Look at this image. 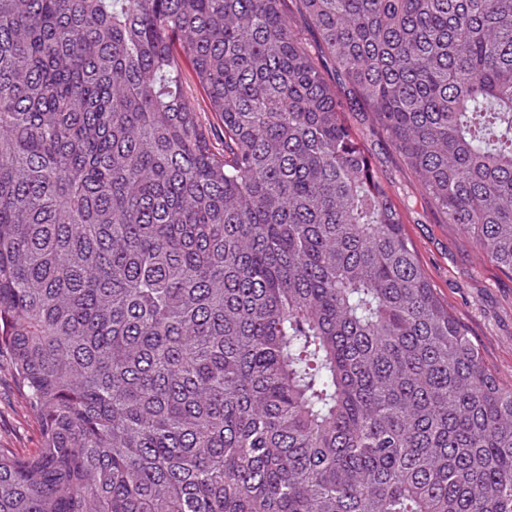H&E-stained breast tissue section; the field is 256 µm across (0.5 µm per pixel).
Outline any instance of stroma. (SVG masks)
<instances>
[{"instance_id":"35a3bbf8","label":"stroma","mask_w":512,"mask_h":512,"mask_svg":"<svg viewBox=\"0 0 512 512\" xmlns=\"http://www.w3.org/2000/svg\"><path fill=\"white\" fill-rule=\"evenodd\" d=\"M354 131L366 138L380 176L396 204L404 206L405 228L439 297L468 330L485 363L512 383V275L483 257L458 225L421 192L417 176L379 134H369L361 114L351 113ZM41 446L40 423L29 409L7 360H0V448L28 457Z\"/></svg>"}]
</instances>
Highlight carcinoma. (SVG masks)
<instances>
[{"label":"carcinoma","instance_id":"carcinoma-1","mask_svg":"<svg viewBox=\"0 0 512 512\" xmlns=\"http://www.w3.org/2000/svg\"><path fill=\"white\" fill-rule=\"evenodd\" d=\"M349 109L512 274V0H0V512H512ZM41 446L40 423L29 409L13 370L6 360H0V448L14 456L28 457Z\"/></svg>","mask_w":512,"mask_h":512}]
</instances>
